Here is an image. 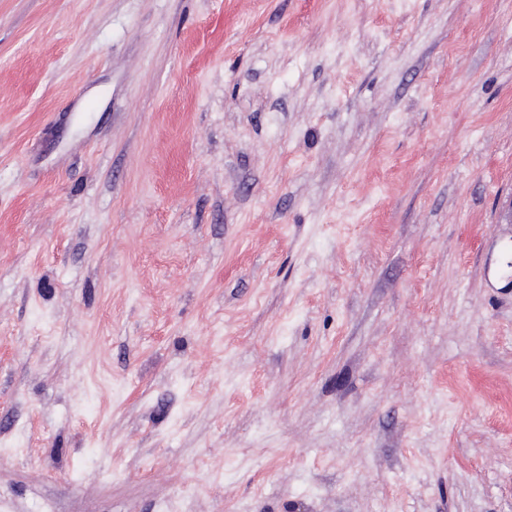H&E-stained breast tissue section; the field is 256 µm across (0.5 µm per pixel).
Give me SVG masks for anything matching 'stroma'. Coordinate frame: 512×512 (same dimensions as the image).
<instances>
[{"label":"stroma","instance_id":"obj_1","mask_svg":"<svg viewBox=\"0 0 512 512\" xmlns=\"http://www.w3.org/2000/svg\"><path fill=\"white\" fill-rule=\"evenodd\" d=\"M512 0H0V512H512Z\"/></svg>","mask_w":512,"mask_h":512}]
</instances>
